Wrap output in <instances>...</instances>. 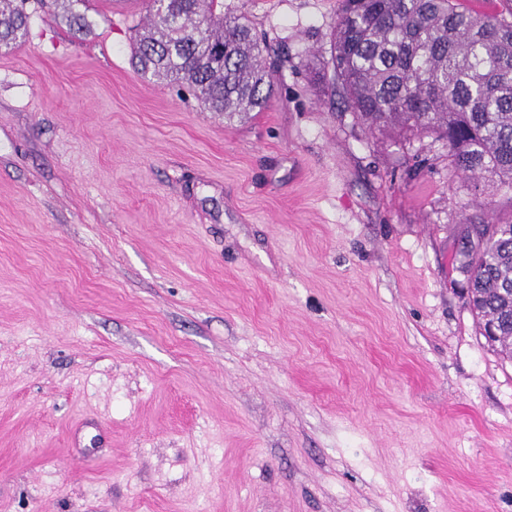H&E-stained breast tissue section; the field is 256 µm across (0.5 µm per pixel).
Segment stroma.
Masks as SVG:
<instances>
[{
    "mask_svg": "<svg viewBox=\"0 0 512 512\" xmlns=\"http://www.w3.org/2000/svg\"><path fill=\"white\" fill-rule=\"evenodd\" d=\"M244 121L132 65L145 0L0 51V512H512V362L451 256L512 190L333 84L338 0H224Z\"/></svg>",
    "mask_w": 512,
    "mask_h": 512,
    "instance_id": "stroma-1",
    "label": "stroma"
}]
</instances>
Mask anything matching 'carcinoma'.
<instances>
[{
	"label": "carcinoma",
	"mask_w": 512,
	"mask_h": 512,
	"mask_svg": "<svg viewBox=\"0 0 512 512\" xmlns=\"http://www.w3.org/2000/svg\"><path fill=\"white\" fill-rule=\"evenodd\" d=\"M88 0H53L78 34L75 10ZM26 0H0V50L28 33ZM147 30L133 59L138 72L187 84L211 112L246 117L275 93L265 44L244 14L223 0L149 4ZM334 80L347 106L371 129L433 133L447 141L458 172L488 174L512 189V21L468 0H340L331 39ZM454 260L469 276L481 332L512 360V219L465 224Z\"/></svg>",
	"instance_id": "obj_1"
}]
</instances>
